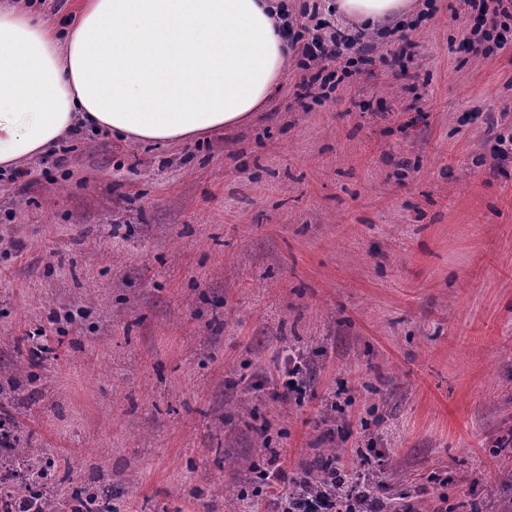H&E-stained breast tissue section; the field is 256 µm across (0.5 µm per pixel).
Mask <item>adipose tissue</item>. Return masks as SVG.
Here are the masks:
<instances>
[{"instance_id": "ef3b65f1", "label": "adipose tissue", "mask_w": 512, "mask_h": 512, "mask_svg": "<svg viewBox=\"0 0 512 512\" xmlns=\"http://www.w3.org/2000/svg\"><path fill=\"white\" fill-rule=\"evenodd\" d=\"M414 0H336L366 30ZM276 0H79L63 29L0 5V170L90 127L184 143L251 122L280 88L288 56Z\"/></svg>"}]
</instances>
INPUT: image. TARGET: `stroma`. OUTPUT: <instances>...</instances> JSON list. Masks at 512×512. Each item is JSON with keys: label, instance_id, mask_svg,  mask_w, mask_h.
Listing matches in <instances>:
<instances>
[{"label": "stroma", "instance_id": "35a3bbf8", "mask_svg": "<svg viewBox=\"0 0 512 512\" xmlns=\"http://www.w3.org/2000/svg\"><path fill=\"white\" fill-rule=\"evenodd\" d=\"M469 18L466 0H420L370 31L369 61L327 101L298 99L292 65L247 124L174 145L86 128L25 175L0 171V367L43 349L35 403L13 416L62 476L126 479L117 512H253L330 433L343 468L377 449L382 497L497 512L512 19L485 59L457 50ZM302 355L299 391L271 398ZM220 449L286 478L255 486Z\"/></svg>", "mask_w": 512, "mask_h": 512}]
</instances>
